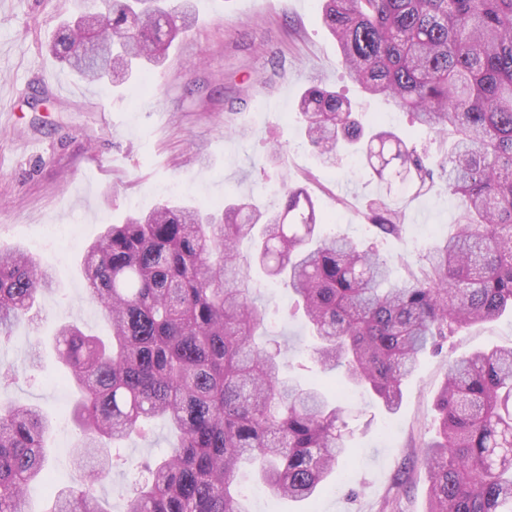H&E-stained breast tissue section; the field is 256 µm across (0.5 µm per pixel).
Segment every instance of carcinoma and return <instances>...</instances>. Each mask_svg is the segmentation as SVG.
<instances>
[{
	"mask_svg": "<svg viewBox=\"0 0 512 512\" xmlns=\"http://www.w3.org/2000/svg\"><path fill=\"white\" fill-rule=\"evenodd\" d=\"M322 2L351 78L450 142L438 167L461 202L453 234L393 282L376 250L320 234L313 199L286 176L275 211L163 200L104 225L81 270L110 338L71 322L54 337L79 393L81 478L50 512H107L97 485L118 464L112 447L159 419L179 440L144 464L123 512H245L236 478L248 466L274 495L319 492L346 453L344 409L285 375L278 340L256 343L273 316L254 295V268L294 295L288 317L302 313L311 330L310 359L325 373L344 368V386L371 390L389 412L424 350L512 310V0ZM194 21L188 0H96L49 50L78 77L118 84L158 64ZM297 108L322 162L352 152L389 186L417 196L433 186L425 153L400 132L364 126L339 93L312 85ZM362 217L384 238L403 235L405 213L387 197ZM53 283L30 250L0 248V345ZM435 409L437 439L421 458L427 512H512V347L450 362ZM49 429L38 406L0 403V512H28V486L46 478Z\"/></svg>",
	"mask_w": 512,
	"mask_h": 512,
	"instance_id": "1",
	"label": "carcinoma"
}]
</instances>
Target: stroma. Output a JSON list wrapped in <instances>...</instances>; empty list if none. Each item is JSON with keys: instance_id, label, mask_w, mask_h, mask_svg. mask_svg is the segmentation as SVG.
Segmentation results:
<instances>
[{"instance_id": "35a3bbf8", "label": "stroma", "mask_w": 512, "mask_h": 512, "mask_svg": "<svg viewBox=\"0 0 512 512\" xmlns=\"http://www.w3.org/2000/svg\"><path fill=\"white\" fill-rule=\"evenodd\" d=\"M194 3V27L150 68L148 85L132 80L108 94L48 51L59 26L93 9L94 0H0V247L35 248L56 278L34 307L35 321L18 323L10 348L0 352V370L15 374L0 396L37 405L55 422L49 478L27 490L32 512H44L72 479L74 394L59 377L51 342L63 322L107 333L80 270L81 253L101 225L123 222L134 208L151 209L172 181L184 184V202L210 207L242 196L275 210L284 173L330 216L327 232L377 243L400 279L453 233L460 214L443 183L416 199L402 192L394 197L406 215L402 237L377 241L361 212L383 194V184L357 157L323 164L302 138L297 100L320 84L344 93L362 120L408 132L430 157L442 152L410 114L348 77L319 0ZM275 57L285 66L277 76ZM260 75L269 76L268 86L254 87ZM275 139L285 147L273 163L267 149ZM39 339L41 360L33 366L26 354ZM496 347H512L510 314L466 329L441 353L423 354L396 413L365 392L340 397L349 410L348 453L325 489L294 502L253 496L255 484L246 479L249 512H425L430 477L420 458L436 436L435 397L448 363Z\"/></svg>"}]
</instances>
